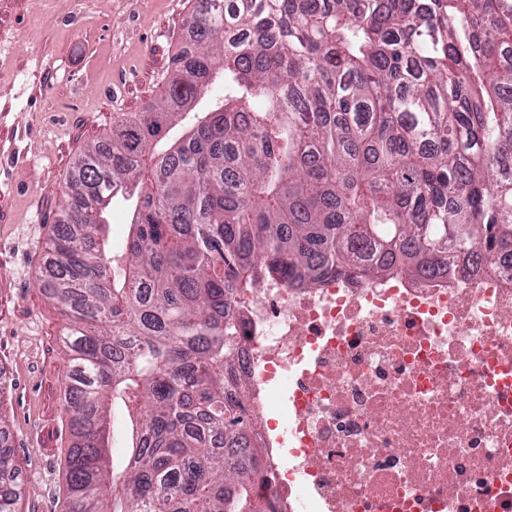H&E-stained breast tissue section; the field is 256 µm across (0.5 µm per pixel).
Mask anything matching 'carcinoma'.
Segmentation results:
<instances>
[{"instance_id":"obj_1","label":"carcinoma","mask_w":512,"mask_h":512,"mask_svg":"<svg viewBox=\"0 0 512 512\" xmlns=\"http://www.w3.org/2000/svg\"><path fill=\"white\" fill-rule=\"evenodd\" d=\"M186 27L160 102L76 158L37 277L68 319V512H263L242 293L512 257V0H196ZM132 211L131 202H125L122 199L113 200L107 209L109 242L114 254L122 256L124 253Z\"/></svg>"}]
</instances>
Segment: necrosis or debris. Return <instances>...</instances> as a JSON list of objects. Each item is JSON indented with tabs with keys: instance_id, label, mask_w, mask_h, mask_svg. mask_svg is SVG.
I'll list each match as a JSON object with an SVG mask.
<instances>
[{
	"instance_id": "necrosis-or-debris-1",
	"label": "necrosis or debris",
	"mask_w": 512,
	"mask_h": 512,
	"mask_svg": "<svg viewBox=\"0 0 512 512\" xmlns=\"http://www.w3.org/2000/svg\"><path fill=\"white\" fill-rule=\"evenodd\" d=\"M235 308L265 512H512V261Z\"/></svg>"
}]
</instances>
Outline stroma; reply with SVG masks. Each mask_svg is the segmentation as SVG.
I'll return each instance as SVG.
<instances>
[{
  "mask_svg": "<svg viewBox=\"0 0 512 512\" xmlns=\"http://www.w3.org/2000/svg\"><path fill=\"white\" fill-rule=\"evenodd\" d=\"M195 0H0V412L18 512H66L62 308L36 285L77 155L157 103Z\"/></svg>",
  "mask_w": 512,
  "mask_h": 512,
  "instance_id": "stroma-1",
  "label": "stroma"
}]
</instances>
